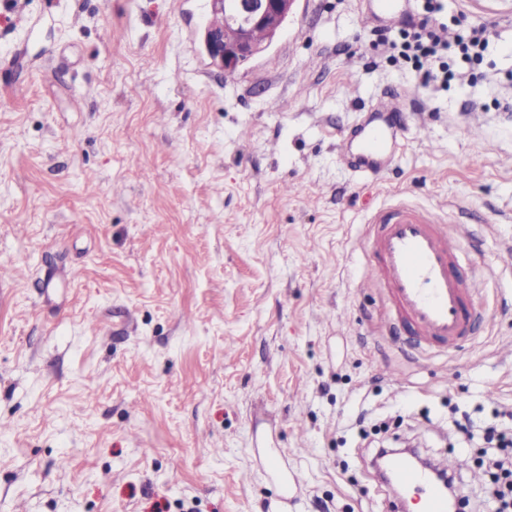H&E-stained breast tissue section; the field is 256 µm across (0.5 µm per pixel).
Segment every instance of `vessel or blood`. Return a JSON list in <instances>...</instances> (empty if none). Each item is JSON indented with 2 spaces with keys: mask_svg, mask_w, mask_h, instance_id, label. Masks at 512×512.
Listing matches in <instances>:
<instances>
[{
  "mask_svg": "<svg viewBox=\"0 0 512 512\" xmlns=\"http://www.w3.org/2000/svg\"><path fill=\"white\" fill-rule=\"evenodd\" d=\"M399 126H370L362 137L360 158L351 169L359 179L371 178L376 157L396 151ZM366 240L369 285L383 288L391 328L405 329L407 344L423 353L455 348L469 336L483 310L473 301V284L460 272L463 235L452 232L435 214L401 202L374 213ZM395 480L386 489L391 502L402 495H421V512H448V500L430 473L398 461Z\"/></svg>",
  "mask_w": 512,
  "mask_h": 512,
  "instance_id": "obj_1",
  "label": "vessel or blood"
}]
</instances>
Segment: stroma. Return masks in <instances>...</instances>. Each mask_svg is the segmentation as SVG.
<instances>
[{"label":"stroma","instance_id":"obj_1","mask_svg":"<svg viewBox=\"0 0 512 512\" xmlns=\"http://www.w3.org/2000/svg\"><path fill=\"white\" fill-rule=\"evenodd\" d=\"M375 0H297L234 74L207 0H0V512H277L253 455L273 430L288 512H391L366 435L390 421L456 459L512 427V0L473 78L422 89L377 41ZM417 109L377 179L339 141L384 88ZM464 224L487 313L454 351L395 346L368 220L398 200ZM267 448L269 449V454L272 453L271 447H265V448H256L257 455L260 460L266 461L270 464L269 466V476L271 480L280 483L285 491V497L284 502L288 504V494L290 492L291 497L290 500L292 501L295 497V494L301 489L302 487V481L299 478L298 474H290L288 475V472L282 470L280 467L276 466L275 464L271 463L268 457Z\"/></svg>","mask_w":512,"mask_h":512}]
</instances>
